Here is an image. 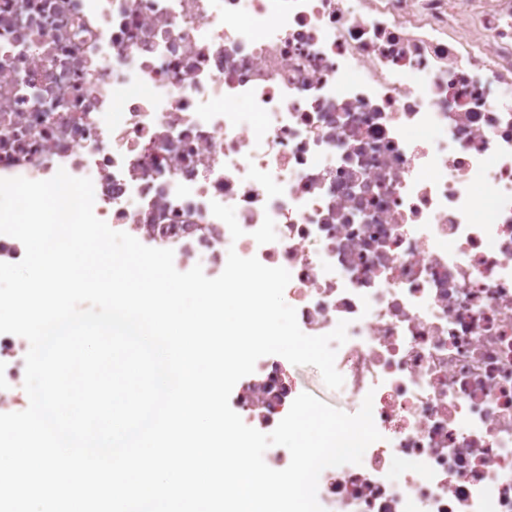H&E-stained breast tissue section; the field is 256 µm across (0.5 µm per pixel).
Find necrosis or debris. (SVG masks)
<instances>
[{"label":"necrosis or debris","instance_id":"obj_1","mask_svg":"<svg viewBox=\"0 0 512 512\" xmlns=\"http://www.w3.org/2000/svg\"><path fill=\"white\" fill-rule=\"evenodd\" d=\"M61 168L177 269L232 249L305 334L347 321L381 438L324 512H512V0H0V178ZM300 392L268 357L230 406L269 433Z\"/></svg>","mask_w":512,"mask_h":512}]
</instances>
